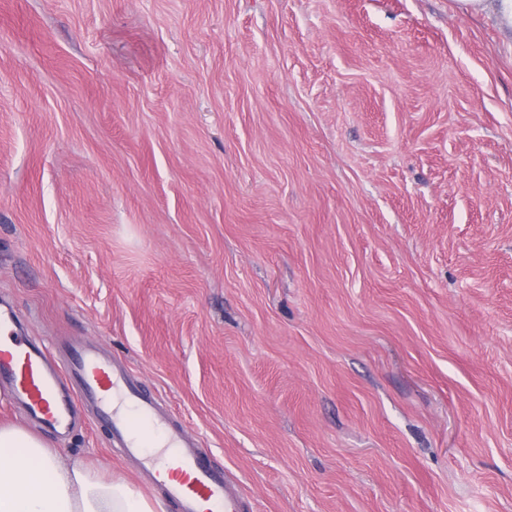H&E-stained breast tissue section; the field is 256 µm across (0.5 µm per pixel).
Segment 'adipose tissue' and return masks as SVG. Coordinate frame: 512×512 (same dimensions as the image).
Instances as JSON below:
<instances>
[{
  "instance_id": "ef3b65f1",
  "label": "adipose tissue",
  "mask_w": 512,
  "mask_h": 512,
  "mask_svg": "<svg viewBox=\"0 0 512 512\" xmlns=\"http://www.w3.org/2000/svg\"><path fill=\"white\" fill-rule=\"evenodd\" d=\"M125 479H102L82 458L61 461L40 436L0 424V512H160Z\"/></svg>"
}]
</instances>
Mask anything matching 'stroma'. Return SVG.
I'll list each match as a JSON object with an SVG mask.
<instances>
[{"instance_id":"35a3bbf8","label":"stroma","mask_w":512,"mask_h":512,"mask_svg":"<svg viewBox=\"0 0 512 512\" xmlns=\"http://www.w3.org/2000/svg\"><path fill=\"white\" fill-rule=\"evenodd\" d=\"M7 307L249 512H512V48L457 0H0ZM0 423L140 484L86 409Z\"/></svg>"}]
</instances>
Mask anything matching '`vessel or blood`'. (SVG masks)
<instances>
[{"label": "vessel or blood", "mask_w": 512, "mask_h": 512, "mask_svg": "<svg viewBox=\"0 0 512 512\" xmlns=\"http://www.w3.org/2000/svg\"><path fill=\"white\" fill-rule=\"evenodd\" d=\"M20 327L14 315L0 317V329L14 334L12 348L0 349V383L31 417L56 429L74 402L91 404L122 454L178 512H246L244 497L212 467L200 442L162 416L159 397L143 391L123 360L74 342L59 362L48 346L21 336Z\"/></svg>", "instance_id": "vessel-or-blood-1"}]
</instances>
